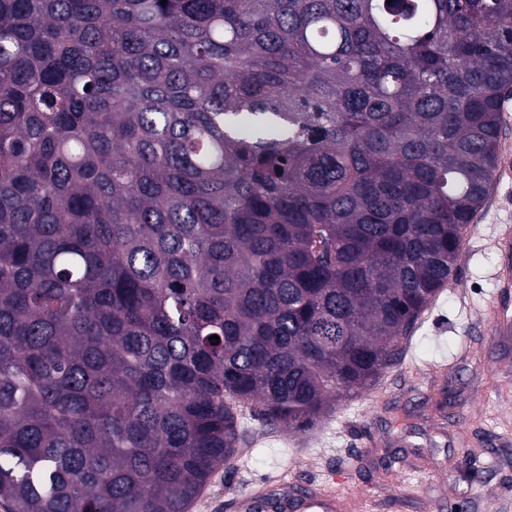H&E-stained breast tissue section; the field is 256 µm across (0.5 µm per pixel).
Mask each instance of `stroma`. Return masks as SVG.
<instances>
[{
	"label": "stroma",
	"instance_id": "35a3bbf8",
	"mask_svg": "<svg viewBox=\"0 0 512 512\" xmlns=\"http://www.w3.org/2000/svg\"><path fill=\"white\" fill-rule=\"evenodd\" d=\"M512 228V176L495 180L473 223L457 273L424 312L408 353L382 384L305 430L281 428L216 473L192 512H234L230 498L255 483L277 491L325 486L330 475L369 498L372 512H512V332H496L488 303L512 304L492 273L497 239Z\"/></svg>",
	"mask_w": 512,
	"mask_h": 512
}]
</instances>
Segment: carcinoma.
<instances>
[{
  "label": "carcinoma",
  "mask_w": 512,
  "mask_h": 512,
  "mask_svg": "<svg viewBox=\"0 0 512 512\" xmlns=\"http://www.w3.org/2000/svg\"><path fill=\"white\" fill-rule=\"evenodd\" d=\"M511 93L512 0H0V505L186 512L379 383Z\"/></svg>",
  "instance_id": "obj_1"
}]
</instances>
